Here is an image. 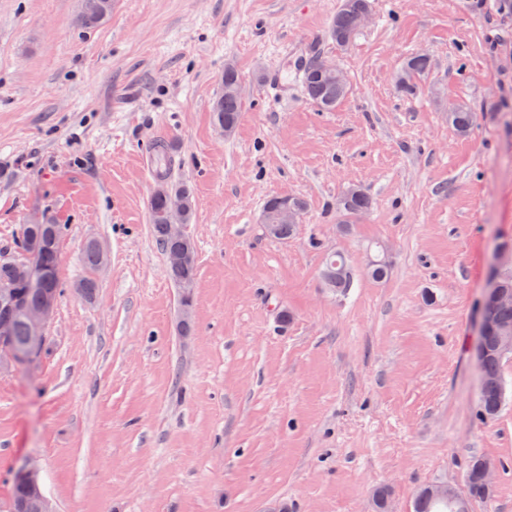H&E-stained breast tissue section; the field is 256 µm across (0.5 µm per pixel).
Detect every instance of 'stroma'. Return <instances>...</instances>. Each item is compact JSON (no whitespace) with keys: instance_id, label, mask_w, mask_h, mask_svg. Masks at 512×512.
I'll use <instances>...</instances> for the list:
<instances>
[{"instance_id":"stroma-1","label":"stroma","mask_w":512,"mask_h":512,"mask_svg":"<svg viewBox=\"0 0 512 512\" xmlns=\"http://www.w3.org/2000/svg\"><path fill=\"white\" fill-rule=\"evenodd\" d=\"M339 3L113 0L84 31L79 0H0V259L21 225L69 227L44 348L0 372V512L28 464L57 512H372L381 488L412 512L421 486L463 488L474 458L495 490L472 512H512V395L479 421L475 358L486 277L512 242V11L372 0L340 48ZM303 50L345 74L334 111L298 84L284 104L264 91ZM417 52L433 67L405 94ZM229 66L242 112L227 134L212 106ZM457 105L477 114L465 136ZM157 142L195 201L186 335L150 224ZM351 187L372 207L343 232ZM288 195L308 208L280 241L263 207ZM90 239L106 263L87 301ZM331 250L355 270L348 294L320 280ZM431 68L429 57L423 54H412L407 57L397 77L398 87L406 93L412 92L417 79L424 76Z\"/></svg>"}]
</instances>
